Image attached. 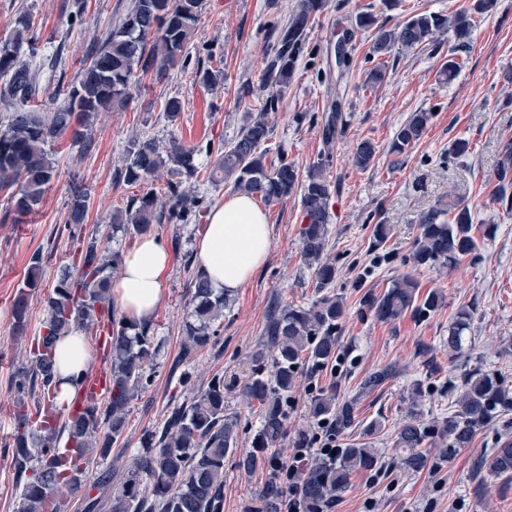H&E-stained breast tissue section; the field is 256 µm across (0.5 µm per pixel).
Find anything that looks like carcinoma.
<instances>
[{"mask_svg": "<svg viewBox=\"0 0 512 512\" xmlns=\"http://www.w3.org/2000/svg\"><path fill=\"white\" fill-rule=\"evenodd\" d=\"M201 8L202 0H132L123 22L93 50L78 84L67 91L59 107L44 115L28 108L41 91L40 71L19 57L20 46L32 41L30 23L25 17L15 21L11 36L0 41V77H7L3 87L6 97L25 110L13 113L7 128L0 132V190L13 189L10 204L16 213L29 214L42 203L56 175L52 158L55 143L69 132L74 140L90 146L89 131L99 112L126 100L140 76L154 70L163 72L182 59ZM318 8L320 0H298L281 29L280 46L266 66L279 91L266 97L259 112L245 114L237 137L220 152L211 171L212 182L230 179L235 190L268 205L300 193L301 258L313 271L315 288L321 293L307 307L277 304L271 312L265 331L270 336L271 372H256L245 385L247 398L257 401L262 414L254 438L255 451L238 461L244 471L265 464V452L282 437L284 406L295 388L301 365L307 362L311 368L320 369L338 356L336 330L344 316V305L341 298L327 293L336 282V265L325 257L334 191L326 166L338 133V105H330L333 115L323 128V153L320 161L309 168L305 180H299L298 168L287 156L269 162L261 149L272 132L269 114L278 109L281 92L296 69L310 15ZM373 24L372 14L360 13L352 29L344 30L346 47L339 72H346L352 62L353 31ZM447 24L448 19L441 15L416 14L397 28L380 30L374 51L384 55L399 44L411 48ZM431 117L430 112L412 113L396 130L391 152L406 153L421 139ZM376 153L372 141H361L354 153V165L368 168ZM166 167L194 177L200 172L198 150L174 145L165 151L155 140L136 135L129 139L124 171L118 176L131 184L144 183ZM496 179L499 201L512 210V196L507 195L512 186L511 139L500 146ZM166 195L173 200L168 220H184L190 202L179 197L172 183ZM88 204L87 192H73L68 223L76 231L81 230ZM162 218L159 195L149 189L112 214L107 238L147 234ZM476 250L472 213L460 201L439 206L423 217L420 236L405 263L414 271L451 268ZM120 260V251L101 245L93 236L78 243L75 258L60 270L53 286L32 368L15 377L20 421L11 445L10 466L21 487L18 512H58L61 502L76 497L84 486L87 466L112 453L125 431L129 405L150 382L145 376L146 367L159 348L148 336L149 327L115 317L111 283ZM41 274L42 257L35 253L24 286L37 287ZM228 302L227 295L212 288L202 275H196L183 328L187 352L210 344L223 323ZM443 303L442 293L436 290L420 294L419 284L410 273L392 280L384 293H368L362 299L365 310L381 322H392L406 314L422 321ZM472 321L473 313L461 308L448 327V353L454 360L463 355ZM74 326L91 335L108 333V387L102 400L73 402L59 423L54 346L56 338ZM391 375L388 368L373 371L362 387L372 391ZM448 393L453 395L454 407L448 417L427 425L414 404L407 420L396 429L394 447L401 450L400 463L405 468L419 472L427 467L423 447L432 435L448 440V453L452 454L469 447L477 430L494 414L512 409V387L501 376L479 366L464 369L457 383L448 381ZM309 414L317 421H333L339 433L350 429L355 421L353 405L337 404L332 392L317 396ZM236 426L234 418L224 415V378L217 377L191 403L174 408L161 429L150 435L146 453L135 459L122 486L112 495L110 512H222L224 459L233 450ZM62 441L63 449L59 448ZM379 461L378 450L366 445L341 449L333 463L315 461L298 486L307 512H322L347 488L354 472L374 468ZM476 469L496 478H512V440L500 442L477 461Z\"/></svg>", "mask_w": 512, "mask_h": 512, "instance_id": "cac0c4a2", "label": "carcinoma"}]
</instances>
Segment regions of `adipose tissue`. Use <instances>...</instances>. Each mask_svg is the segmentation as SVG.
I'll return each instance as SVG.
<instances>
[{
	"mask_svg": "<svg viewBox=\"0 0 512 512\" xmlns=\"http://www.w3.org/2000/svg\"><path fill=\"white\" fill-rule=\"evenodd\" d=\"M270 235L268 213L252 196L239 193L226 197L210 211L195 244L202 273L213 288L234 294L266 264ZM169 265L168 251L152 235L142 236L124 251L121 275L112 283V294L128 319L141 325L151 322L162 301ZM56 360V401L62 406L70 403L75 393L72 376L90 363L81 332L59 339Z\"/></svg>",
	"mask_w": 512,
	"mask_h": 512,
	"instance_id": "adipose-tissue-1",
	"label": "adipose tissue"
}]
</instances>
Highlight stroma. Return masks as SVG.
<instances>
[{"label":"stroma","instance_id":"1","mask_svg":"<svg viewBox=\"0 0 512 512\" xmlns=\"http://www.w3.org/2000/svg\"><path fill=\"white\" fill-rule=\"evenodd\" d=\"M73 0H0V39L15 20L28 16L38 37L36 52L22 51L31 67H44L38 103L45 112L62 102L61 93L77 84L80 72L106 32L125 18L131 0H84L75 12ZM475 0H323L311 14L307 38L295 72L272 113L268 157L286 153L300 171L316 163L323 150L321 132L333 98L342 100V129L333 147L327 175L335 187L331 201L330 236L326 254L336 265L334 294L342 297L345 315L337 332L334 366L300 370L292 395L299 403L287 415V428L276 447L288 454L299 434L314 421L309 415L308 383L332 391L337 401L356 405L352 428L338 437L340 446L371 443L381 464L352 474L332 512H512V481L476 473L478 458L488 455L504 438H512V411L487 421L470 447L448 453L440 440L429 451L434 466L420 473L404 469L392 450L394 430L410 404H417L424 422L447 416L452 397L448 383L461 372V362L448 358L445 341L458 309L474 314L468 336L470 365L495 371L512 384V211L498 200L495 171L498 147L512 139V0H497L492 12L477 13ZM297 0H202V10L184 59L163 77L147 76L134 86L125 105L99 113L92 146L55 144L56 177L35 213L21 216L0 191V512H17L20 487L9 466L8 446L18 426L13 379L33 364L35 338L46 316V300L59 268L70 262L71 239L65 227L74 189L87 190L90 206L86 231L105 238L113 210L125 208L146 186L159 189L176 183L179 192L198 203L187 221H162L152 228L170 252L162 302L149 334L161 351L146 370L151 383L132 401L126 429L111 456L94 460L86 471L85 489L106 498L119 488L130 464L145 452L148 436L161 428L178 405L190 402L217 377L224 380L226 415L237 420L236 444L224 460V512H276L266 495L268 470L251 473L238 468L239 457L251 452L260 426L257 403L243 393L255 372H268L269 359L260 355V341L275 303L307 306L317 298L312 273L300 257L301 207L293 195L268 206L270 256L253 279L240 288L218 336L205 348L183 357V325L191 298L195 251L210 210L233 195L232 185L211 184L206 172L221 149L239 132L246 112L257 111L274 86L266 73L277 36ZM372 13L378 26H401L418 13L449 18L467 13L470 34L459 42L454 30L433 35L423 45L390 53H374L376 28L355 31L349 72L337 78L334 43L356 14ZM58 59L47 70L50 59ZM457 62L456 76L442 81L441 70ZM384 66L383 83L367 85L366 74ZM223 68L224 81L203 84L198 75ZM179 98L182 112L168 121L164 102ZM425 110L432 118L422 138L401 155L389 146L399 125L411 113ZM137 134L160 146L171 140L200 151L201 173L187 179L161 170L148 184L119 179L128 140ZM372 140L377 155L365 170L355 167L357 144ZM470 149L457 158L455 140ZM460 200L469 205L475 224H493V237L478 238L474 256L456 267L421 269L414 277L421 292L440 291L444 305L424 321L411 317L385 323L366 313L361 298L381 293L406 273L403 263L420 234L423 215L438 203ZM390 228L382 246H375L373 227ZM41 253L39 288L23 291L29 259ZM27 298V318L17 325L13 304ZM391 367L394 376L372 391L361 388L365 376ZM421 395H414V387ZM384 421L379 434L365 430Z\"/></svg>","mask_w":512,"mask_h":512}]
</instances>
